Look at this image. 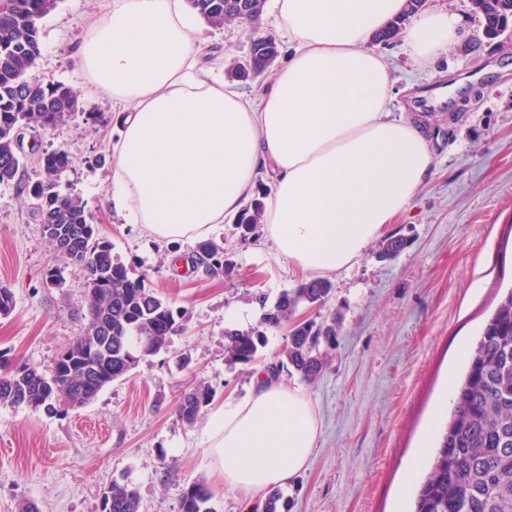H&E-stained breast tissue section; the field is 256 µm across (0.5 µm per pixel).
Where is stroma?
I'll return each instance as SVG.
<instances>
[{
	"label": "stroma",
	"mask_w": 512,
	"mask_h": 512,
	"mask_svg": "<svg viewBox=\"0 0 512 512\" xmlns=\"http://www.w3.org/2000/svg\"><path fill=\"white\" fill-rule=\"evenodd\" d=\"M462 18L459 43L420 68L403 39L379 45L390 65L387 109L423 124L435 170L389 229L406 238L396 257L380 256L373 242L362 258L330 279L320 305H300L294 318L337 320L331 363L307 391L320 423L317 445L296 485L281 490L278 512H412L422 468H410L430 422L445 424L453 410L449 387L463 379L481 331L512 289V27L496 39L483 32L471 0H429ZM97 0H59L41 22L38 76L53 77L82 94L85 114L56 128L27 132L35 148L68 152L72 168L61 189L75 192L94 216L100 237L131 276L189 316L186 331L167 349L141 361L124 381L65 415L26 406H0V512L22 502L40 512H100L112 483H130L144 512H179L192 483L211 490L213 512H243L244 502L209 466L205 429L212 407L244 395L257 366L276 360L287 328L270 330L256 363L224 358L225 315L268 302L308 281L276 261L260 235L242 238L232 224L212 235L224 246L219 276L168 265L170 254L192 256V241L150 238L122 223L108 202L110 155L118 111L80 71L76 49ZM257 29L200 25L206 58L246 59ZM61 270L62 284L47 282ZM0 285L14 309L0 316V375L22 366L50 370L59 352L81 336L83 277L48 243L34 208L14 186L0 185ZM214 398L193 424L176 412L178 395L195 382Z\"/></svg>",
	"instance_id": "1"
}]
</instances>
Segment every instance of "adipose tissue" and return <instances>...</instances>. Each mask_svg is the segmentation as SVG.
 I'll return each mask as SVG.
<instances>
[{
    "label": "adipose tissue",
    "mask_w": 512,
    "mask_h": 512,
    "mask_svg": "<svg viewBox=\"0 0 512 512\" xmlns=\"http://www.w3.org/2000/svg\"><path fill=\"white\" fill-rule=\"evenodd\" d=\"M405 0H272L288 56L257 95L204 67L185 0H99L77 63L120 105L109 202L159 240L200 239L235 219L268 180L266 239L316 277L351 268L432 174L418 124L387 110L390 76L373 35ZM460 37L457 14L424 8L406 31L428 65ZM320 431L301 386L256 374L213 410L206 445L225 489L265 504L293 486Z\"/></svg>",
    "instance_id": "1"
}]
</instances>
